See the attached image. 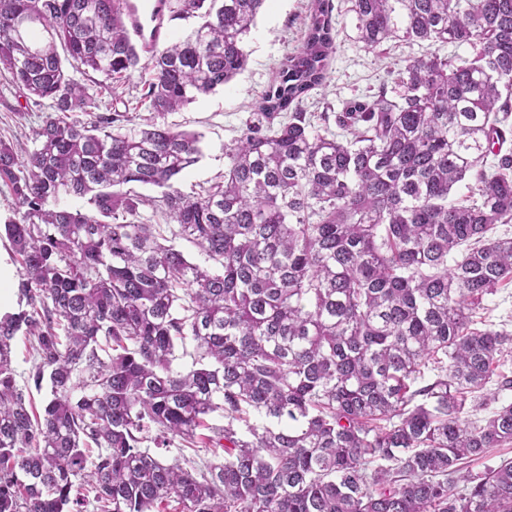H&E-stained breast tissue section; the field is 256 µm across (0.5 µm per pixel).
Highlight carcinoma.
Wrapping results in <instances>:
<instances>
[{"instance_id":"1","label":"carcinoma","mask_w":512,"mask_h":512,"mask_svg":"<svg viewBox=\"0 0 512 512\" xmlns=\"http://www.w3.org/2000/svg\"><path fill=\"white\" fill-rule=\"evenodd\" d=\"M123 2L0 0V70L44 108L25 156L0 140L25 302L0 316V512H84L86 484L96 512H512V459L469 469L512 444V333L475 320L512 284V0H351L366 49L432 50L399 100L336 116L349 141L300 108L336 50L315 0L224 179L192 195L174 181L199 136L161 119L244 69L264 0H168L192 27L145 63ZM139 68L152 117L126 129L104 96ZM176 442L206 457L150 452Z\"/></svg>"}]
</instances>
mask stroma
Instances as JSON below:
<instances>
[{
    "mask_svg": "<svg viewBox=\"0 0 512 512\" xmlns=\"http://www.w3.org/2000/svg\"><path fill=\"white\" fill-rule=\"evenodd\" d=\"M336 51L329 61L328 79L302 102L315 113L320 132L337 133L336 117L350 103L401 92L397 75L409 61L424 52L423 44L391 41L374 51L358 39L356 16L350 0H332ZM313 0H265L256 24L246 39V68L216 92L199 97L179 111L169 113V125L200 134L201 156L185 170L176 185L185 193L215 181L224 172L226 152L255 110L281 61L301 46ZM41 118L23 93L6 90L0 77V139L18 148H31L32 134Z\"/></svg>",
    "mask_w": 512,
    "mask_h": 512,
    "instance_id": "1",
    "label": "stroma"
}]
</instances>
